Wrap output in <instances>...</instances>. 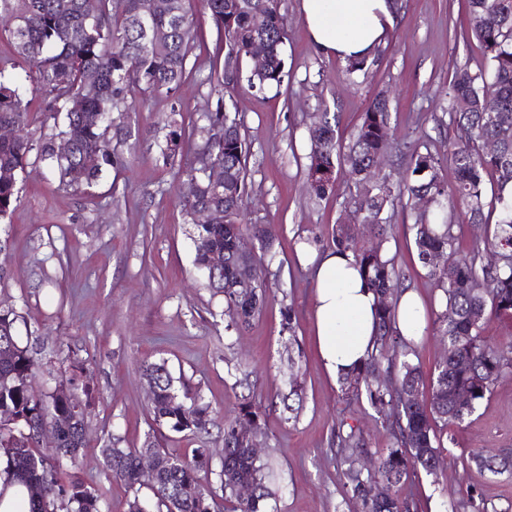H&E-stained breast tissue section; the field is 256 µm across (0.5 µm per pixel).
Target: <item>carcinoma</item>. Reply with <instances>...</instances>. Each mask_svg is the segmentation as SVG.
I'll list each match as a JSON object with an SVG mask.
<instances>
[{"label":"carcinoma","mask_w":512,"mask_h":512,"mask_svg":"<svg viewBox=\"0 0 512 512\" xmlns=\"http://www.w3.org/2000/svg\"><path fill=\"white\" fill-rule=\"evenodd\" d=\"M216 31V43L225 45L224 68L217 73L215 109L202 128L219 177L199 173L195 193L184 203L186 223L198 209L220 213L216 224H192L195 264L207 272L208 287L224 296L231 323L237 331L250 326L268 303L265 256L271 252L275 230L269 224H244L241 216L248 198L247 149L236 114L224 105V91L234 90V74L256 39L268 46L266 71L248 79L251 89L280 85L289 77L283 53L288 39L281 0H200ZM86 0H0V16L8 28L17 55L32 64V82L44 93L42 123H62L57 133L34 138L30 130L27 89L0 65V124L14 127L16 135L0 140V220L19 202V173L30 153L48 162L60 182L70 188L89 186L113 164L107 133L134 111L136 96L178 91L199 37L194 0H157L161 8L145 23L147 0H124L123 12L112 10L111 0H97L95 13L83 9ZM468 19L466 34L480 46L482 62L472 69L452 64L448 85L451 102L448 153L422 152L413 147L406 177L394 183L373 171L375 158L387 149L391 102L377 92L362 112L360 122L344 141L329 113H321L322 127L310 134L307 174L345 167L357 193L359 221L368 225L373 240L356 239L346 224L331 235L336 250L353 254L364 281L377 295L376 334L373 348L356 371L342 377L344 395L363 400L375 420L388 433L391 445L371 455L373 466L362 469L367 440L354 427L336 433V458L344 465L345 496L361 502L363 512H421L417 494L406 488L422 470L432 475L445 445L441 431L461 424L496 384L512 376V349L504 352L486 343L482 332L491 319L512 321V0H463ZM170 31L168 40L156 43L148 25ZM494 96L499 112L485 111ZM195 132L174 120L160 148L163 163L183 152ZM71 144V153H55V140ZM499 142L489 154L483 145ZM453 168L455 183L448 185L444 172ZM432 199L435 210L420 213L421 196ZM402 216L404 232L411 236L426 275L441 291V310L434 313L436 335L448 345L447 354L431 374L412 360L414 343L397 328V304L402 270L397 255L384 244L390 238L391 220ZM473 228L471 246H460L458 222ZM257 241L259 253L251 256L255 275L246 288L237 286V269L245 261V238ZM499 256L498 263H484L485 255ZM222 266L209 273L213 255ZM439 254L453 269L428 263ZM21 315L0 309V461L4 481L24 487L37 483L45 496L29 501L28 512H112L102 510V494L63 462L76 463L83 444L84 418L93 389L84 381L83 361H70L52 377L54 386L41 396L30 392L35 369L33 351L19 344L16 324ZM146 376L154 379L151 398L153 423L199 436L207 431L209 407L196 397L187 403L174 386L165 365L148 363ZM466 392L462 402L459 394ZM50 424L57 443L49 452L38 446L34 424ZM264 436L261 411L251 403L238 418L224 422V456L218 473L219 487L204 486L198 473L209 468L206 448H193L173 457L174 465L162 470L140 497L141 478L135 448H105L108 470L115 482L132 493L128 503L138 512H265L266 500L275 496L276 477L251 451L252 441ZM463 462L496 473L508 460L490 452L471 453ZM249 484L254 493L242 499L238 487ZM386 488L383 497L373 487Z\"/></svg>","instance_id":"1"}]
</instances>
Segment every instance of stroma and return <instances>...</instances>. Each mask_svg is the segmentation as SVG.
Returning a JSON list of instances; mask_svg holds the SVG:
<instances>
[{"instance_id":"1","label":"stroma","mask_w":512,"mask_h":512,"mask_svg":"<svg viewBox=\"0 0 512 512\" xmlns=\"http://www.w3.org/2000/svg\"><path fill=\"white\" fill-rule=\"evenodd\" d=\"M300 0H282L288 24L285 54L289 82L260 92L240 90L233 100L249 148L251 192L245 219L273 224L279 233L269 267L271 298L260 317L242 332H226L224 298L213 294L195 266L183 204L190 190L192 157L163 163L159 146L173 116L195 132L206 125L217 96L209 76L224 66L208 16L200 22L204 47L194 49L176 95L154 93L126 119L113 141L114 164L95 185L75 190L60 185L43 162L20 175L21 199L0 236V307L21 314L17 334L36 343L43 372H59L70 357L82 359L95 390L85 418V446L77 472L98 486L112 512H127L125 487L108 477L104 448H142L152 432L150 391L141 367L166 363L178 384L199 394L211 411L204 440L169 433L163 446L173 455L202 446L213 464L224 455V422L238 416L247 391L265 405L262 456L279 490L269 512H361L343 495L332 440L338 426H356L370 448H385L388 434L367 404L342 394L320 365L311 319L313 284L297 259L298 237L320 236V249L340 214L355 210V189L337 170L335 191L310 196L305 165L309 129L319 112L337 113L338 133L349 136L373 92L387 91L394 110L390 149L381 171L406 174V144L419 139L431 152L448 148L450 61L476 65L475 39L464 38L459 0H404L386 45L375 56L368 79L350 80L344 61L322 54L303 26ZM387 248L406 275L404 288L430 309L440 293L424 276L412 241L395 228ZM294 311L293 332L282 329L283 310ZM300 350L299 376L305 398L297 417L280 400L288 391V340ZM437 474L418 472L412 485L424 512H448L450 501L476 502L505 512L512 505V473L464 468L462 457L482 448L512 452V378L501 380L476 411L451 427Z\"/></svg>"}]
</instances>
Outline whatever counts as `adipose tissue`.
Wrapping results in <instances>:
<instances>
[{"mask_svg":"<svg viewBox=\"0 0 512 512\" xmlns=\"http://www.w3.org/2000/svg\"><path fill=\"white\" fill-rule=\"evenodd\" d=\"M313 45L348 61L372 56L395 25L389 0H301ZM313 319L317 356L329 377L360 365L373 345L377 297L348 252H313Z\"/></svg>","mask_w":512,"mask_h":512,"instance_id":"1","label":"adipose tissue"}]
</instances>
